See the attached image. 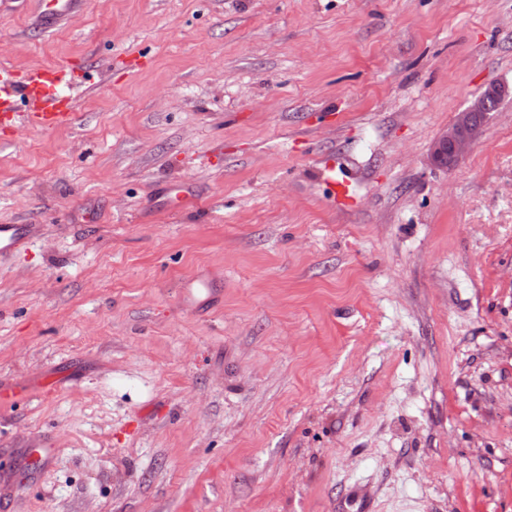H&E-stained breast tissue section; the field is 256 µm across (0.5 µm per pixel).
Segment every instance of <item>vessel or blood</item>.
<instances>
[{
	"mask_svg": "<svg viewBox=\"0 0 512 512\" xmlns=\"http://www.w3.org/2000/svg\"><path fill=\"white\" fill-rule=\"evenodd\" d=\"M78 0H38L41 13L55 21L66 19ZM99 82L95 69L49 64L19 72L0 66V123L16 130H51L71 124L75 118L77 92ZM37 224H0V256H9L39 235ZM216 295L213 280L200 273L182 282L179 300L191 311H201ZM26 469L39 476L51 468L57 450L52 443L36 439L23 451Z\"/></svg>",
	"mask_w": 512,
	"mask_h": 512,
	"instance_id": "1",
	"label": "vessel or blood"
}]
</instances>
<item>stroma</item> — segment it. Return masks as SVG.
<instances>
[{"instance_id":"35a3bbf8","label":"stroma","mask_w":512,"mask_h":512,"mask_svg":"<svg viewBox=\"0 0 512 512\" xmlns=\"http://www.w3.org/2000/svg\"><path fill=\"white\" fill-rule=\"evenodd\" d=\"M36 16L0 11V64L101 80L75 123L0 131V224L42 227L0 257V378L73 374L0 405L1 438L58 448L8 512H512V97L428 163L512 86V0ZM487 96V108L485 112H495L506 97H510L512 89L504 84L492 85L486 89L481 96L475 98L457 116L456 121L446 130L441 132L433 142L429 162L439 168H452L472 145L483 135L486 126V115L484 112ZM484 94V95H483ZM501 99V100H500ZM216 292L210 276L207 273H200L182 282L179 300L185 308L200 312L204 304L215 298Z\"/></svg>"}]
</instances>
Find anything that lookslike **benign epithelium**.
Listing matches in <instances>:
<instances>
[{
  "mask_svg": "<svg viewBox=\"0 0 512 512\" xmlns=\"http://www.w3.org/2000/svg\"><path fill=\"white\" fill-rule=\"evenodd\" d=\"M485 96L475 98L456 121L433 142L429 162L439 168H452L483 135L486 126Z\"/></svg>",
  "mask_w": 512,
  "mask_h": 512,
  "instance_id": "1",
  "label": "benign epithelium"
}]
</instances>
